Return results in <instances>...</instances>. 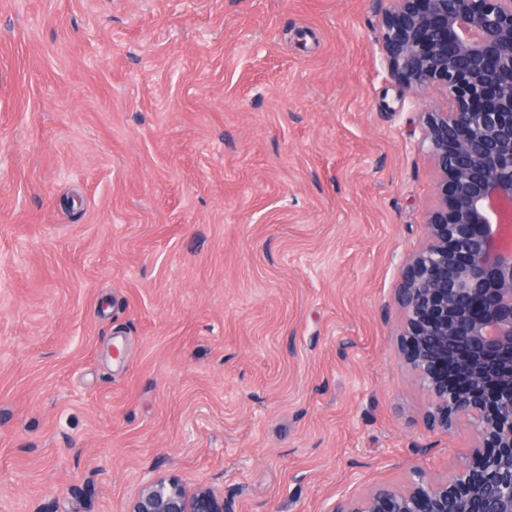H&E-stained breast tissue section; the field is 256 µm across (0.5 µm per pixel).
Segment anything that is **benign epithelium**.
Wrapping results in <instances>:
<instances>
[{
    "label": "benign epithelium",
    "instance_id": "benign-epithelium-1",
    "mask_svg": "<svg viewBox=\"0 0 512 512\" xmlns=\"http://www.w3.org/2000/svg\"><path fill=\"white\" fill-rule=\"evenodd\" d=\"M390 77L438 87L419 146L442 175L423 245L403 261L400 357L431 397L425 425L476 444L440 479L331 501L324 512H512V0H390ZM129 512H231L224 493L150 468Z\"/></svg>",
    "mask_w": 512,
    "mask_h": 512
}]
</instances>
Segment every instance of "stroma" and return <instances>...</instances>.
I'll return each instance as SVG.
<instances>
[{
    "label": "stroma",
    "mask_w": 512,
    "mask_h": 512,
    "mask_svg": "<svg viewBox=\"0 0 512 512\" xmlns=\"http://www.w3.org/2000/svg\"><path fill=\"white\" fill-rule=\"evenodd\" d=\"M388 5L0 0V512L153 465L323 512L468 453L398 351L448 99L390 78Z\"/></svg>",
    "instance_id": "1"
}]
</instances>
